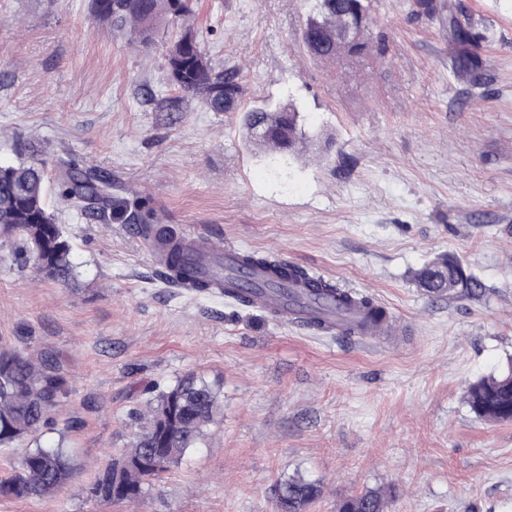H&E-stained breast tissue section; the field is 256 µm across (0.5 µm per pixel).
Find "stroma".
<instances>
[{
  "label": "stroma",
  "instance_id": "35a3bbf8",
  "mask_svg": "<svg viewBox=\"0 0 512 512\" xmlns=\"http://www.w3.org/2000/svg\"><path fill=\"white\" fill-rule=\"evenodd\" d=\"M379 0L387 51L323 63L301 30L311 0H197L203 48L234 66L242 106L292 101L322 139L288 158L248 146L241 112L174 96L163 54L101 30L87 0H0V162L37 144L111 172L180 232L203 231L355 287L400 320L374 349L171 287L131 225L101 224L48 190L76 279L20 268L0 246V345L48 348L69 395L42 444L66 437L77 469L53 495H0V512H277L280 482L314 481L305 512L389 489V512H512V422L470 410L468 386L512 370V0H450L485 32L480 86L452 76L456 46ZM446 254L483 285L436 296L417 270ZM193 373L224 413L136 504L89 489L128 447L145 387Z\"/></svg>",
  "mask_w": 512,
  "mask_h": 512
}]
</instances>
